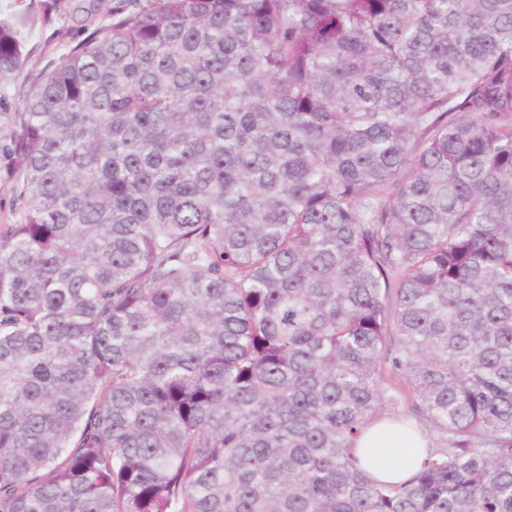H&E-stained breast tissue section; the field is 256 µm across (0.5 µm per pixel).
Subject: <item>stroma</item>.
<instances>
[{
    "instance_id": "35a3bbf8",
    "label": "stroma",
    "mask_w": 512,
    "mask_h": 512,
    "mask_svg": "<svg viewBox=\"0 0 512 512\" xmlns=\"http://www.w3.org/2000/svg\"><path fill=\"white\" fill-rule=\"evenodd\" d=\"M137 6V0H0V23L17 31L24 56L20 68L0 79V236L9 225L18 223L23 213L20 189L10 182L18 161L6 144L33 76L57 63L108 14L116 10L131 13Z\"/></svg>"
}]
</instances>
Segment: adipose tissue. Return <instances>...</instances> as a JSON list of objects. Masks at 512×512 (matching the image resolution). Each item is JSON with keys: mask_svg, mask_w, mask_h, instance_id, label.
<instances>
[{"mask_svg": "<svg viewBox=\"0 0 512 512\" xmlns=\"http://www.w3.org/2000/svg\"><path fill=\"white\" fill-rule=\"evenodd\" d=\"M354 452L374 479L398 484L418 470L426 456V443L419 434L379 420L364 429Z\"/></svg>", "mask_w": 512, "mask_h": 512, "instance_id": "1", "label": "adipose tissue"}]
</instances>
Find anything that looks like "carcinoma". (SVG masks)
Listing matches in <instances>:
<instances>
[{"label":"carcinoma","mask_w":512,"mask_h":512,"mask_svg":"<svg viewBox=\"0 0 512 512\" xmlns=\"http://www.w3.org/2000/svg\"><path fill=\"white\" fill-rule=\"evenodd\" d=\"M8 149L0 512H512V0H145ZM383 387L398 399L400 410H408L416 402V398L412 388L400 374H389L386 376ZM426 448L418 433L410 434L390 420H379L364 429L354 452L374 479L399 484L418 470Z\"/></svg>","instance_id":"obj_1"}]
</instances>
